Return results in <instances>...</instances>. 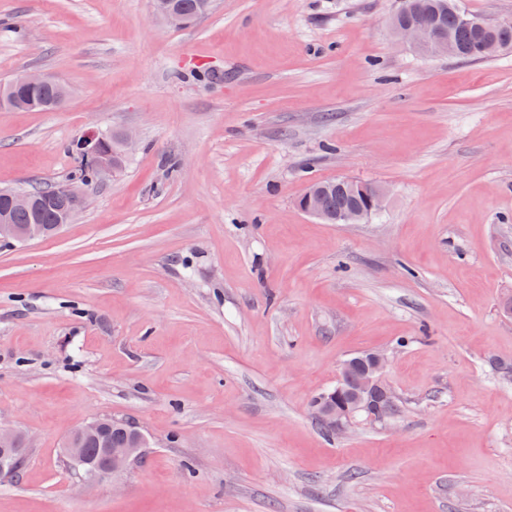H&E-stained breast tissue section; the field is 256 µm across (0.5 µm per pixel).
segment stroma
Listing matches in <instances>:
<instances>
[{
    "label": "stroma",
    "mask_w": 512,
    "mask_h": 512,
    "mask_svg": "<svg viewBox=\"0 0 512 512\" xmlns=\"http://www.w3.org/2000/svg\"><path fill=\"white\" fill-rule=\"evenodd\" d=\"M396 6L215 0L177 29L0 0V83L73 91L0 109V188L67 179L90 129L140 141L58 234L0 246V428L32 439L0 512H512V51L418 56ZM339 177L386 208H298ZM378 349L402 418L324 437L313 397ZM103 416L148 440L118 492L61 455ZM18 76L19 75H16L7 82L1 84L9 91L16 101L32 104L35 106V109H30L28 107H13V109L52 112L63 104L58 102L59 86L51 84L55 82L53 77L35 72H27L23 75L24 83L32 86H42L31 88L24 84ZM12 97H5L1 93V104L3 105L5 102L7 104L13 103L14 100ZM311 185L319 188V201L324 219H321L318 199L313 190H309L307 193L306 213L321 219L319 221L325 224H361L370 216L378 214L384 209L389 195V189L384 185L370 188L367 200V197L358 190L344 191L355 188L351 179L347 177L336 178V184L332 180L318 181L309 186ZM367 202L366 210L355 209L365 208Z\"/></svg>",
    "instance_id": "obj_1"
}]
</instances>
